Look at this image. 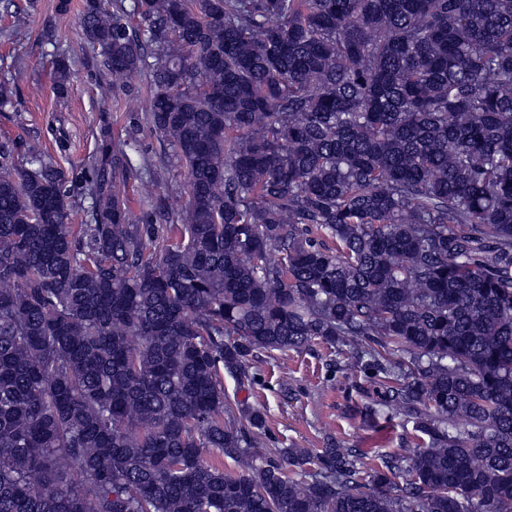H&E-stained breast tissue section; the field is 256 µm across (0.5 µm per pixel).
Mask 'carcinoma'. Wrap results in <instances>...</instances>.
Returning <instances> with one entry per match:
<instances>
[{
    "label": "carcinoma",
    "instance_id": "obj_1",
    "mask_svg": "<svg viewBox=\"0 0 512 512\" xmlns=\"http://www.w3.org/2000/svg\"><path fill=\"white\" fill-rule=\"evenodd\" d=\"M187 199L0 145V512H512V0H85ZM319 340L427 437L266 448L224 375ZM212 449L236 471L206 464ZM406 473L404 483L395 478Z\"/></svg>",
    "mask_w": 512,
    "mask_h": 512
}]
</instances>
